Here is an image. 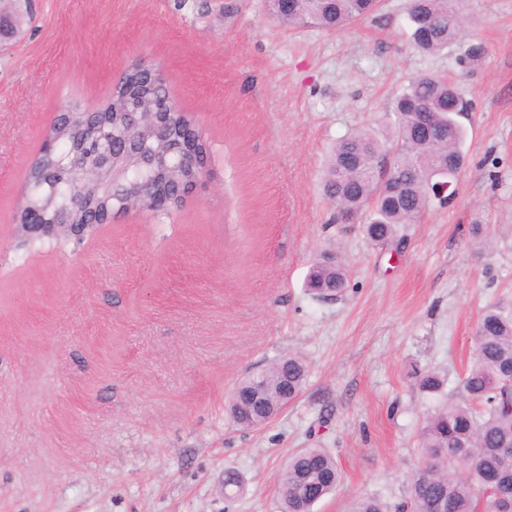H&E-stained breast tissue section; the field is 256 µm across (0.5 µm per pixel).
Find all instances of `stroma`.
<instances>
[{
  "label": "stroma",
  "instance_id": "stroma-1",
  "mask_svg": "<svg viewBox=\"0 0 512 512\" xmlns=\"http://www.w3.org/2000/svg\"><path fill=\"white\" fill-rule=\"evenodd\" d=\"M483 44L406 37L408 0L338 31L292 29L266 0H0V512H278V473L326 449L358 496L401 503L428 413L458 402L484 307L512 305V0H453ZM201 129L207 175L165 218L114 216L83 241H29L14 214L55 117L95 112L138 64ZM459 79L473 107L447 207L376 246L323 196L336 140L386 120L410 78ZM481 224L489 247L479 246ZM342 296L305 288L322 252ZM293 355L300 395L257 430L237 383ZM435 369L442 392L419 390ZM241 484L224 493V472ZM232 397L229 401V412L234 423L242 429H252L264 424H267L272 419L267 420L263 423H256L254 420L260 415L259 409H251L241 401L238 404L232 402Z\"/></svg>",
  "mask_w": 512,
  "mask_h": 512
}]
</instances>
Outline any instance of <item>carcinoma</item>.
Segmentation results:
<instances>
[{
    "label": "carcinoma",
    "mask_w": 512,
    "mask_h": 512,
    "mask_svg": "<svg viewBox=\"0 0 512 512\" xmlns=\"http://www.w3.org/2000/svg\"><path fill=\"white\" fill-rule=\"evenodd\" d=\"M377 0H291L288 15L280 22L292 27L342 29L367 16ZM409 41L414 48L439 54L459 42L464 21L448 8V0H411ZM154 91L146 87L142 73L130 69L112 88L100 142H112L122 134L129 112H149ZM468 103L457 82L445 74L412 78L393 94L388 123L366 127L339 140L330 149L323 170L324 197L336 210V218L354 214L363 221L368 240L388 244L401 224H413L436 200L429 184L465 168L462 150L465 132L458 120ZM84 121L79 112L60 119L49 137L61 151L81 148L73 129ZM170 131L179 135L190 118L173 109ZM131 183L148 184L149 191L135 198L137 208L156 212L155 199L168 195L191 178L189 167L167 165L148 169L137 163L125 167ZM30 191L14 215L17 224L38 215L52 222L56 212L70 208V221L84 224L93 213L111 212L124 203L121 191H112L95 180L92 166L71 173L61 169L52 185L44 184L41 168L31 165ZM343 262L330 253L310 266L306 288L326 296L346 288ZM307 372L294 358H280L268 368L242 379L238 388L260 385L273 407L294 400L302 391ZM445 379L427 371L418 380L421 391L440 392ZM464 402L446 404L428 414L425 421L421 465L412 475L405 503L398 512H500L512 502V310L498 305L484 310L476 328L470 364L460 378ZM234 423L242 429L258 427L260 410L244 403L228 405ZM342 472L322 448H303L290 455L278 477L279 512H312L313 506L335 492ZM346 512H388L377 496L355 499Z\"/></svg>",
    "instance_id": "carcinoma-1"
}]
</instances>
